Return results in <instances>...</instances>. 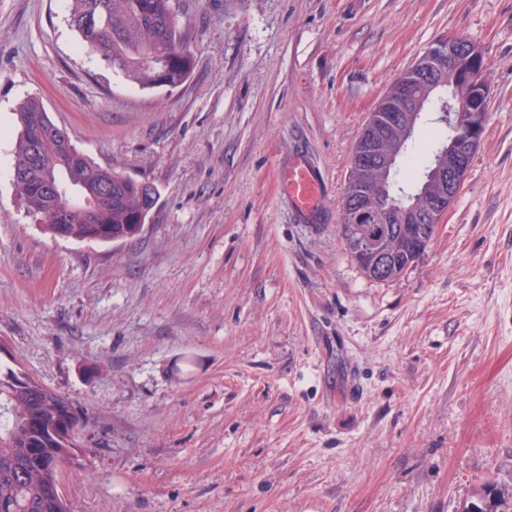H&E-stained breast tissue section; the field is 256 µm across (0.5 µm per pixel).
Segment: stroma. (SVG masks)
Returning <instances> with one entry per match:
<instances>
[{
    "label": "stroma",
    "instance_id": "35a3bbf8",
    "mask_svg": "<svg viewBox=\"0 0 512 512\" xmlns=\"http://www.w3.org/2000/svg\"><path fill=\"white\" fill-rule=\"evenodd\" d=\"M194 55L143 89L80 50L68 0H0V337L81 411L71 512H460L512 490V0H176ZM461 34L491 92L420 259L369 278L339 222L394 78ZM40 99L158 191L142 232L53 236L13 183ZM326 183L301 223L279 179ZM280 181L296 215L312 220L322 208L326 185L320 170L305 156H298L280 170Z\"/></svg>",
    "mask_w": 512,
    "mask_h": 512
}]
</instances>
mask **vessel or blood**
<instances>
[{
    "label": "vessel or blood",
    "mask_w": 512,
    "mask_h": 512,
    "mask_svg": "<svg viewBox=\"0 0 512 512\" xmlns=\"http://www.w3.org/2000/svg\"><path fill=\"white\" fill-rule=\"evenodd\" d=\"M280 181L296 215L304 221L312 220L320 211L326 193L320 170L307 157L298 156L281 169Z\"/></svg>",
    "instance_id": "1"
}]
</instances>
